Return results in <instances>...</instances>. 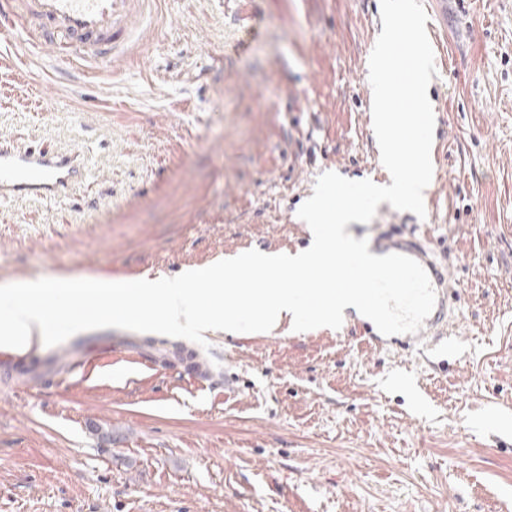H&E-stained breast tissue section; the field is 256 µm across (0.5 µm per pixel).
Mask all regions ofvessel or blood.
Returning <instances> with one entry per match:
<instances>
[{"mask_svg": "<svg viewBox=\"0 0 512 512\" xmlns=\"http://www.w3.org/2000/svg\"><path fill=\"white\" fill-rule=\"evenodd\" d=\"M149 0H0V58L28 35L35 53L68 56L85 75L97 74L138 42ZM86 177L77 156L43 150L13 149L0 144V198L36 195L66 197ZM381 254L400 253L418 261L427 271L436 293V304L420 332L382 335L366 317L355 311L344 314L343 327L363 336L372 347L405 352L439 341L448 333V271L427 251L415 234L390 230L373 238Z\"/></svg>", "mask_w": 512, "mask_h": 512, "instance_id": "obj_1", "label": "vessel or blood"}]
</instances>
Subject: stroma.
I'll return each instance as SVG.
<instances>
[{"instance_id": "35a3bbf8", "label": "stroma", "mask_w": 512, "mask_h": 512, "mask_svg": "<svg viewBox=\"0 0 512 512\" xmlns=\"http://www.w3.org/2000/svg\"><path fill=\"white\" fill-rule=\"evenodd\" d=\"M428 87L423 237L459 293L447 364L320 327L183 340L104 328L107 365L21 348L0 375V512H512V0H447ZM134 54L56 84L0 66V141L70 151V197L0 200V285L166 278L252 249L297 253L319 175L390 184L369 134L380 0H153ZM260 36L247 52L236 44ZM483 101L474 109V101ZM153 359L140 372L138 355Z\"/></svg>"}]
</instances>
